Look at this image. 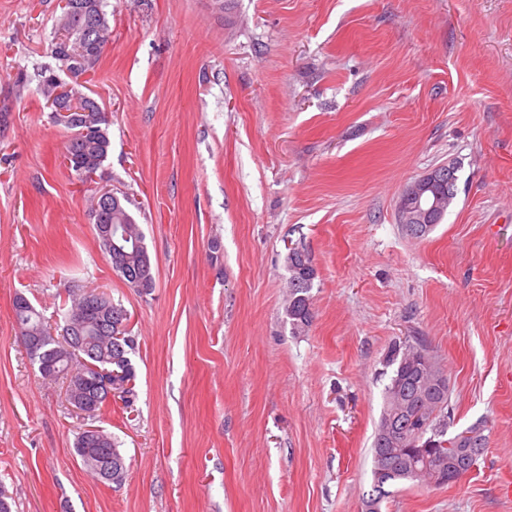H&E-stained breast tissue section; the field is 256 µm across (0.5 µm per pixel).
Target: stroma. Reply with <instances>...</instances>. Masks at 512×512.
Wrapping results in <instances>:
<instances>
[{
  "mask_svg": "<svg viewBox=\"0 0 512 512\" xmlns=\"http://www.w3.org/2000/svg\"><path fill=\"white\" fill-rule=\"evenodd\" d=\"M58 0H0V486L12 512H360L393 343L449 381L450 429L485 422L475 468L398 486L382 512H512V0H109L78 90L109 120L100 178L63 163L38 71ZM28 77L17 87L19 74ZM458 167L425 238L404 191ZM135 203L155 286L128 288L86 200ZM317 275L284 315L289 243ZM90 286L127 310L136 396L96 420L45 382L13 301L59 321ZM112 433L122 485L91 477L81 428ZM288 250L292 251L293 254L305 251L303 247L298 244L288 247ZM289 251L286 263L291 276L288 279V294L284 304V314L286 319H288L293 334H300L304 332L312 322L313 311L310 291L313 287V281L316 278V270L315 268L307 272L304 270H294V258L289 255ZM301 277H308V279L304 281V286H299L294 283L295 279H301Z\"/></svg>",
  "mask_w": 512,
  "mask_h": 512,
  "instance_id": "obj_1",
  "label": "stroma"
}]
</instances>
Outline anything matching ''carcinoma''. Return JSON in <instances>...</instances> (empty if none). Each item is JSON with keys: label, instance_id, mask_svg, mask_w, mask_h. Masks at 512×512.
I'll return each mask as SVG.
<instances>
[{"label": "carcinoma", "instance_id": "obj_1", "mask_svg": "<svg viewBox=\"0 0 512 512\" xmlns=\"http://www.w3.org/2000/svg\"><path fill=\"white\" fill-rule=\"evenodd\" d=\"M107 0H74L70 9L61 10L55 23L51 54L59 70L77 79L95 71L109 41ZM41 92L49 106L69 110L53 112L55 121L69 130L63 158L75 179L86 183L102 168L111 147L109 122L98 101L70 86L54 73H41ZM442 195L441 210L430 218L434 227L456 198L457 183L434 185ZM129 199L112 195L103 202L98 194L90 197L89 216L94 228L112 225V235L122 238L123 251L112 254L100 234L98 245L112 270L139 293L154 288L153 264L145 236L127 207ZM291 276L284 314L292 333L300 334L312 322L310 291L316 270H294V258L287 257ZM67 311L63 325L52 326L23 295L13 302L14 320L23 345L39 342L37 350L27 351L32 363L50 371L49 380L64 379L71 397L86 406L87 417L95 418L108 402L98 398L85 377L92 374L87 364L122 373L118 391L125 402L135 396V369L130 354L134 339L129 336L128 318L120 327L111 324L115 312L125 308L103 292L100 308L81 319L88 307L87 289L70 288L63 302ZM390 376L383 392V407L372 453L371 489L362 498L367 512H381L394 488L404 483L441 487L450 473L466 474L488 444L485 425L475 423L459 432L448 433V378L436 366L429 349L419 341H404L391 347L385 357ZM75 454L84 468L98 480L121 485L128 474L126 458L112 433L82 429L74 443Z\"/></svg>", "mask_w": 512, "mask_h": 512}]
</instances>
